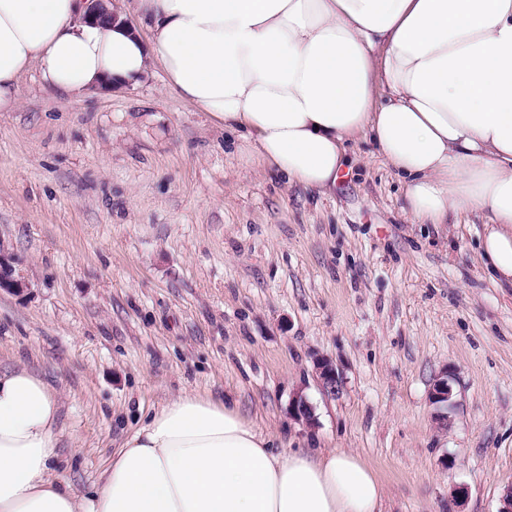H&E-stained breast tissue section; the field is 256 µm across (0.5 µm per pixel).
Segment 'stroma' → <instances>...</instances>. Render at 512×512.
I'll use <instances>...</instances> for the list:
<instances>
[{
    "label": "stroma",
    "instance_id": "stroma-1",
    "mask_svg": "<svg viewBox=\"0 0 512 512\" xmlns=\"http://www.w3.org/2000/svg\"><path fill=\"white\" fill-rule=\"evenodd\" d=\"M320 194L245 131L183 99L160 66L80 95L38 67L0 111V366L56 392L59 468L86 496L149 415L231 398L280 449L360 455L383 512H499L512 484V287L483 218L417 224L370 138ZM342 378L326 394L318 358ZM453 388L448 427L430 389ZM306 396L317 423L295 421ZM466 491L464 500L453 495Z\"/></svg>",
    "mask_w": 512,
    "mask_h": 512
}]
</instances>
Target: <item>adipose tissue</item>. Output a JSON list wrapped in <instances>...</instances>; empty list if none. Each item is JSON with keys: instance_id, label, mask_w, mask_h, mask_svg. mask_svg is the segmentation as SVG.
I'll use <instances>...</instances> for the list:
<instances>
[{"instance_id": "adipose-tissue-1", "label": "adipose tissue", "mask_w": 512, "mask_h": 512, "mask_svg": "<svg viewBox=\"0 0 512 512\" xmlns=\"http://www.w3.org/2000/svg\"><path fill=\"white\" fill-rule=\"evenodd\" d=\"M136 22H83L87 0H0V109L20 76L80 94L170 86L289 180L334 187L364 134L405 178L421 224L488 216L484 255L512 284V0H135ZM145 25L150 39L137 30ZM59 403L0 370V512H382L384 485L351 452L274 451L231 401L187 393L126 441L94 495L58 470Z\"/></svg>"}]
</instances>
